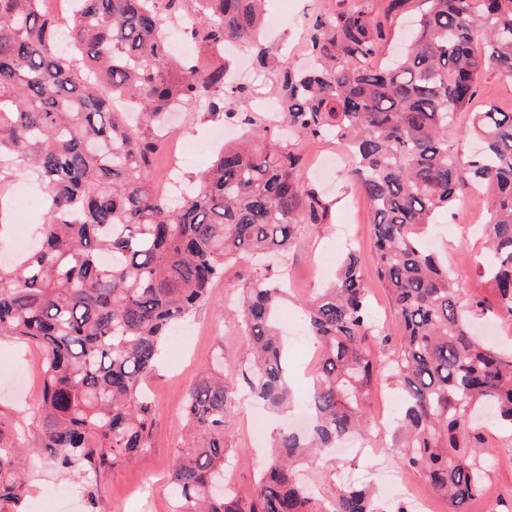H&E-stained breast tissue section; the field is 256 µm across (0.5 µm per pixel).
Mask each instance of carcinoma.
Masks as SVG:
<instances>
[{"mask_svg":"<svg viewBox=\"0 0 512 512\" xmlns=\"http://www.w3.org/2000/svg\"><path fill=\"white\" fill-rule=\"evenodd\" d=\"M40 0H0V198L30 171L42 215L28 250L0 264V336L42 352V389L32 439L0 412V512H23L34 458L89 481L148 447L152 405L144 389L169 328L209 300L224 265L284 256L304 224H323L331 203L301 176L295 142L334 139L372 214L373 274L387 290L403 333L388 360L399 391L405 467L443 497L448 512H470L489 471L480 455L493 409L512 429V353L472 332L493 309L512 318V112H475L464 135L482 151L462 157L450 133L487 69L512 78V0H422L403 53L375 67L385 38L370 0L318 14L308 27L310 69L286 71L281 113L293 139L247 135L191 178L173 205L154 188V155L167 115L209 98L206 114L257 126L248 94L225 85L224 43L257 50L266 0H76L65 25L70 51L56 49L59 23ZM184 23L206 61L171 55L164 31ZM124 99L136 118L113 108ZM486 195L479 231L484 276L497 307L464 298L455 274L424 238L458 193ZM286 289L251 278L239 326L251 351L237 372L219 350L187 393L192 437L171 472L174 512H384L366 488L343 483L323 497L297 478L301 462L323 460L344 439L366 437L365 405L377 380L367 337L384 344L368 274L349 252L333 282L301 303L317 344V375L305 399L306 432L279 431L253 492L227 485L235 454L224 423L242 382L269 407L290 403L278 310Z\"/></svg>","mask_w":512,"mask_h":512,"instance_id":"obj_1","label":"carcinoma"}]
</instances>
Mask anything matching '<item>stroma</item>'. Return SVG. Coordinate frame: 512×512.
<instances>
[{
  "label": "stroma",
  "mask_w": 512,
  "mask_h": 512,
  "mask_svg": "<svg viewBox=\"0 0 512 512\" xmlns=\"http://www.w3.org/2000/svg\"><path fill=\"white\" fill-rule=\"evenodd\" d=\"M263 44L270 49L272 60L268 68L258 71L262 80L260 92L274 98L278 95V81L283 72H295L305 66L302 32L285 26L266 33ZM488 105L512 112V80L492 70L481 77L469 110L459 113V127H468L472 113ZM213 126L211 118L201 111L181 112L174 129L180 138L197 148L182 164V177H189L205 166L214 153ZM303 180L332 199L334 205L325 224L303 227L287 260L266 272L267 277L285 280L290 290L279 311L284 321L297 319L300 299L326 286V278L318 276L315 270L322 256L341 255L351 246L361 252L365 261L373 259L368 205L362 194L353 193L352 181L346 180L339 169L322 179L307 172ZM484 209L483 195L475 189L464 188L454 208L443 217L441 224L433 226L429 237L433 251L443 261L450 263L454 258H462L457 273L463 295L487 299L491 290L481 274L484 250L476 230ZM255 270L254 262L249 260L227 264L223 278L212 286L208 302L197 309L190 321L195 328L194 336L166 342L159 365L146 380L155 410L151 445L100 475L96 512H171L168 480L184 445L183 406L188 388L209 366L216 348H223L230 365L245 364V339L239 334L231 312L240 298L245 276ZM40 358L41 352L34 346L10 337L0 338V405L8 411L36 407L41 380L31 373L30 367ZM317 360L318 350L313 342L290 339L288 379L295 400H303L309 392ZM253 418L261 419L270 434L288 424L287 416L272 413L252 399L247 390H240L226 419L224 436L239 457L232 474L235 486L243 495L252 492L259 469L251 453L254 441L244 430L247 420ZM368 442L382 448V455L370 458L345 448L337 453L335 466L314 463L303 467L301 474L314 490L328 495L335 492L336 476L340 473L370 483L375 472L385 470L395 479L418 482V475L408 474L400 465L399 437L393 424L371 426ZM484 461L490 470L487 496L497 500L512 496V432L496 427L489 429ZM30 479L37 491L26 502L25 512H87L79 477H62L51 464L39 461Z\"/></svg>",
  "instance_id": "stroma-1"
}]
</instances>
